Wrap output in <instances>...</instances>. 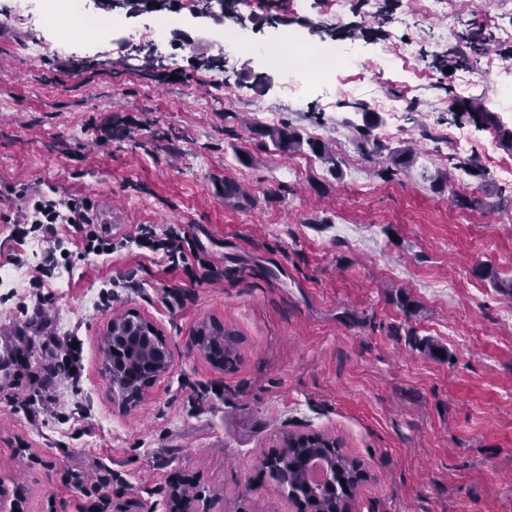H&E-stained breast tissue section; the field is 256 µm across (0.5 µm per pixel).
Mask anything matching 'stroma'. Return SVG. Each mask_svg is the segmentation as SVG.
<instances>
[{
  "label": "stroma",
  "instance_id": "35a3bbf8",
  "mask_svg": "<svg viewBox=\"0 0 512 512\" xmlns=\"http://www.w3.org/2000/svg\"><path fill=\"white\" fill-rule=\"evenodd\" d=\"M236 2L209 8L249 42L296 31L312 51L350 48L353 63L336 75L357 94L290 96L256 55L224 56L210 42L214 21L182 0L122 8L134 31L158 14L180 17L159 47L80 32L61 49L48 23L0 16V277L23 281L0 289V328L41 294L82 340L84 364L79 390L35 423L12 406L32 392L27 373L0 378V472L27 486L24 512H79L68 481L105 469L101 512H166L177 473L214 489L224 512L243 499L252 512H297L277 485L254 493L249 480L289 435L320 433L368 473L350 512H512V180L489 171L512 165V104L496 109L484 55L459 63L464 37L491 28L498 76L512 85V14L499 0H443L433 11L425 0H345L337 16L323 0L297 10L292 0ZM410 42L412 59L402 55ZM452 95L463 111L449 108ZM383 96L405 99L404 111L373 109ZM481 108L497 111L498 128L469 119ZM261 109L328 144L339 171L309 148L282 152L257 138ZM369 117L384 155L358 133ZM395 120L402 133L386 137ZM404 148L412 166L384 180L386 153ZM473 158L486 177L467 174ZM229 183L248 200L225 197ZM452 189L469 207L449 201ZM41 193L121 211L116 242L140 225L180 228L224 277L190 282L133 243L88 254L62 224L61 268L33 291L43 245L14 237L12 224ZM129 275L137 287L87 306ZM128 312L158 325L173 364L123 410L100 344ZM204 322L238 335L233 367L213 366L195 345Z\"/></svg>",
  "mask_w": 512,
  "mask_h": 512
}]
</instances>
